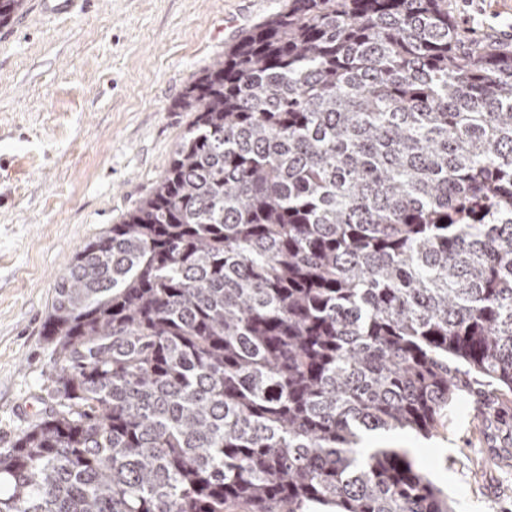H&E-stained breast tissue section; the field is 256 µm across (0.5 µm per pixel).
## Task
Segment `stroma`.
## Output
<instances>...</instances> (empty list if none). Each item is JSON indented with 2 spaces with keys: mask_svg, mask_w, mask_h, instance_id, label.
Instances as JSON below:
<instances>
[{
  "mask_svg": "<svg viewBox=\"0 0 512 512\" xmlns=\"http://www.w3.org/2000/svg\"><path fill=\"white\" fill-rule=\"evenodd\" d=\"M287 0H92L48 20L40 0L0 27V448L39 416L56 369L42 330L75 254L154 187L192 120L186 85ZM473 38L512 43V0H452ZM432 435L407 448L454 512H512V393L458 374Z\"/></svg>",
  "mask_w": 512,
  "mask_h": 512,
  "instance_id": "stroma-1",
  "label": "stroma"
}]
</instances>
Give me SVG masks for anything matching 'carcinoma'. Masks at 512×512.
I'll return each instance as SVG.
<instances>
[{"label":"carcinoma","mask_w":512,"mask_h":512,"mask_svg":"<svg viewBox=\"0 0 512 512\" xmlns=\"http://www.w3.org/2000/svg\"><path fill=\"white\" fill-rule=\"evenodd\" d=\"M175 108L60 277L0 512H453L358 444L429 435L453 364L512 392V49L452 0H288Z\"/></svg>","instance_id":"cac0c4a2"}]
</instances>
